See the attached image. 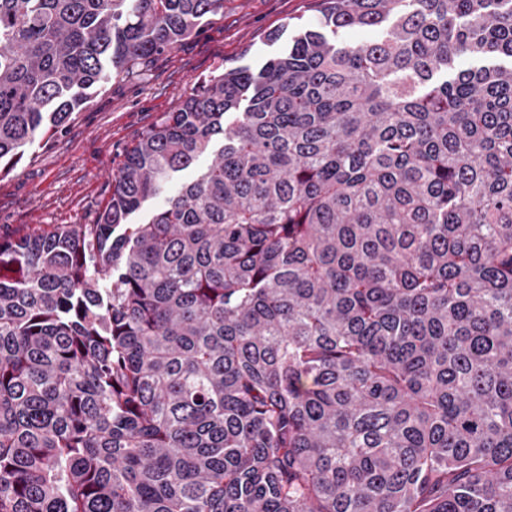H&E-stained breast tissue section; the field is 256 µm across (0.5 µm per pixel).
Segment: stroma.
Returning a JSON list of instances; mask_svg holds the SVG:
<instances>
[{
    "label": "stroma",
    "instance_id": "1",
    "mask_svg": "<svg viewBox=\"0 0 512 512\" xmlns=\"http://www.w3.org/2000/svg\"><path fill=\"white\" fill-rule=\"evenodd\" d=\"M320 0H224L171 50L137 77L110 75L71 113L0 175V236L94 224L112 196V175L126 151L167 113L177 111L196 84L236 66L260 68L314 24Z\"/></svg>",
    "mask_w": 512,
    "mask_h": 512
}]
</instances>
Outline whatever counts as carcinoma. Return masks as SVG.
I'll return each mask as SVG.
<instances>
[{"instance_id": "carcinoma-1", "label": "carcinoma", "mask_w": 512, "mask_h": 512, "mask_svg": "<svg viewBox=\"0 0 512 512\" xmlns=\"http://www.w3.org/2000/svg\"><path fill=\"white\" fill-rule=\"evenodd\" d=\"M223 9L0 0V173ZM0 512H512V0H324L0 237ZM213 154L214 153L201 156L197 162V165L194 168L175 173L165 193L157 198L148 201L140 210L131 214L128 217L127 222L135 224L148 220L151 217L152 213L155 212L160 207H162L166 199L169 196L173 195L178 190L182 183L193 179L198 170H201L210 164L213 158Z\"/></svg>"}]
</instances>
